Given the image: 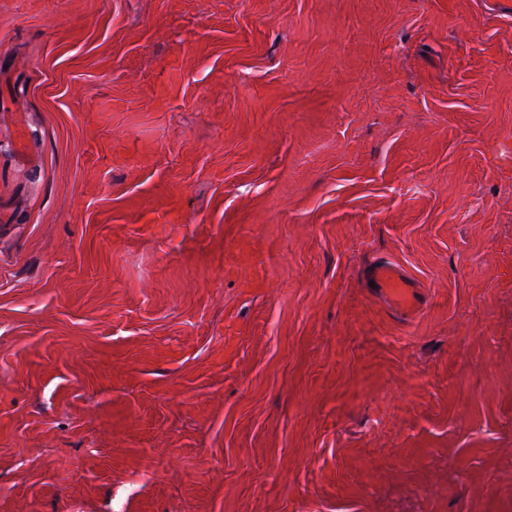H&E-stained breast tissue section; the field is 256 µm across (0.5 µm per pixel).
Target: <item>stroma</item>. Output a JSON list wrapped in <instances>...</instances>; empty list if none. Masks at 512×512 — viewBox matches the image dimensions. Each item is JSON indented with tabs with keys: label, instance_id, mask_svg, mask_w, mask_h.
<instances>
[{
	"label": "stroma",
	"instance_id": "35a3bbf8",
	"mask_svg": "<svg viewBox=\"0 0 512 512\" xmlns=\"http://www.w3.org/2000/svg\"><path fill=\"white\" fill-rule=\"evenodd\" d=\"M0 512H512V0H0ZM372 281L377 288L385 290L394 300L406 305L413 299V284L404 277L394 266L381 263L372 271Z\"/></svg>",
	"mask_w": 512,
	"mask_h": 512
}]
</instances>
